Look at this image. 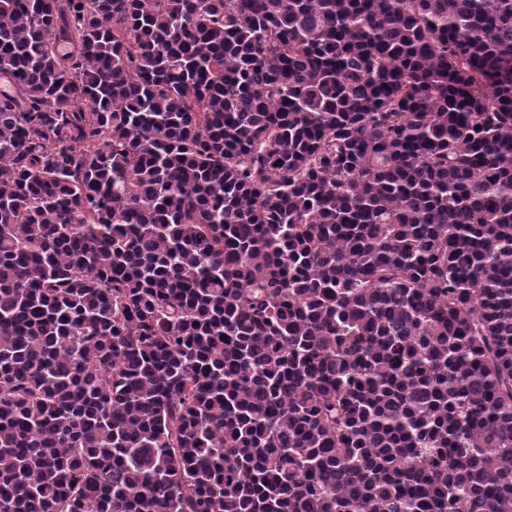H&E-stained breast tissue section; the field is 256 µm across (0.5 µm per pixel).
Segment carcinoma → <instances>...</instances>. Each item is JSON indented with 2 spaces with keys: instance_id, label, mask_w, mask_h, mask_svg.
Masks as SVG:
<instances>
[{
  "instance_id": "obj_1",
  "label": "carcinoma",
  "mask_w": 512,
  "mask_h": 512,
  "mask_svg": "<svg viewBox=\"0 0 512 512\" xmlns=\"http://www.w3.org/2000/svg\"><path fill=\"white\" fill-rule=\"evenodd\" d=\"M0 512H512V0H0Z\"/></svg>"
}]
</instances>
